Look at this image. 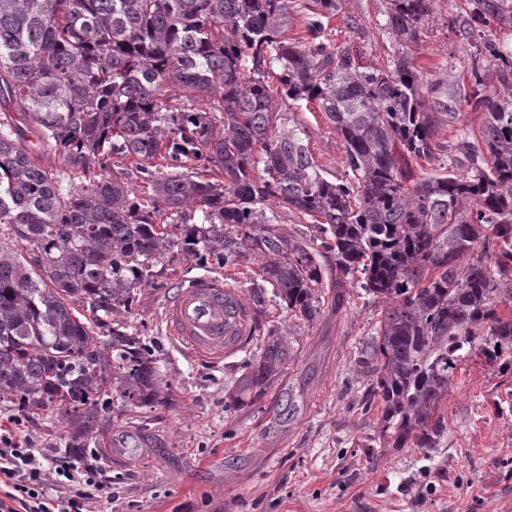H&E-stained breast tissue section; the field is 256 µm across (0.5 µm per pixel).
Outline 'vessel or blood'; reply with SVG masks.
<instances>
[{
	"instance_id": "obj_1",
	"label": "vessel or blood",
	"mask_w": 512,
	"mask_h": 512,
	"mask_svg": "<svg viewBox=\"0 0 512 512\" xmlns=\"http://www.w3.org/2000/svg\"><path fill=\"white\" fill-rule=\"evenodd\" d=\"M166 333L182 352L221 361L249 337L251 311L242 294L222 277L203 274L166 304Z\"/></svg>"
}]
</instances>
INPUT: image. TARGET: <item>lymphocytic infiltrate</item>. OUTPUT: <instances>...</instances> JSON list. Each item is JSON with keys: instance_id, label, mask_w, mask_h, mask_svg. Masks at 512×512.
<instances>
[{"instance_id": "1", "label": "lymphocytic infiltrate", "mask_w": 512, "mask_h": 512, "mask_svg": "<svg viewBox=\"0 0 512 512\" xmlns=\"http://www.w3.org/2000/svg\"><path fill=\"white\" fill-rule=\"evenodd\" d=\"M111 492L100 467L32 447L20 429L0 433V512H92Z\"/></svg>"}]
</instances>
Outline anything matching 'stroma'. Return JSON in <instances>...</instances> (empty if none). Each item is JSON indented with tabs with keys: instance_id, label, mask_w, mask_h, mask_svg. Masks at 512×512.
Here are the masks:
<instances>
[{
	"instance_id": "1",
	"label": "stroma",
	"mask_w": 512,
	"mask_h": 512,
	"mask_svg": "<svg viewBox=\"0 0 512 512\" xmlns=\"http://www.w3.org/2000/svg\"><path fill=\"white\" fill-rule=\"evenodd\" d=\"M462 0H437L411 57L426 82L448 86L456 117L439 139H479L483 115L462 94L471 81L469 47L458 35ZM386 0H344L326 19L332 47L356 62L393 66L384 29ZM309 151L327 178L343 177L344 149L319 106H302ZM209 265L166 253L151 285L119 320L143 337L170 383L163 403L128 410L101 437L121 439L123 462L87 451L85 464L112 478V499L95 512H512V371L477 356L459 370L439 410L448 431L436 448H372L376 410L362 365L381 308L350 294L341 310L322 306L312 325L278 302L263 319L288 332L290 360L260 400L230 407L226 393L263 352L261 337L220 364L176 349L166 334L165 304ZM37 448L63 449L65 426L52 413L24 419Z\"/></svg>"
}]
</instances>
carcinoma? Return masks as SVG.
Returning <instances> with one entry per match:
<instances>
[{
  "mask_svg": "<svg viewBox=\"0 0 512 512\" xmlns=\"http://www.w3.org/2000/svg\"><path fill=\"white\" fill-rule=\"evenodd\" d=\"M288 39L293 0H0V407L47 411L75 458L112 426L115 402L152 408L169 383L141 336L114 316L178 249L213 265H257L252 322L273 297L310 323L358 288L383 308L369 356L383 446L435 448L457 370L479 354L512 367V0H466L473 49L464 100L481 142L414 186L400 159H437L457 113L433 100L407 48L434 0H388L399 50L388 71L325 43L342 0H314ZM501 88L489 93L488 68ZM181 91L182 105L167 91ZM207 101L198 110L195 101ZM317 102L345 152L329 180L292 109ZM63 153L82 180L36 154ZM134 157L150 192L119 168ZM279 207L313 234L281 229ZM193 208L196 224H158ZM109 340L102 341V334ZM279 328L229 396L261 397L288 362Z\"/></svg>",
  "mask_w": 512,
  "mask_h": 512,
  "instance_id": "1",
  "label": "carcinoma"
}]
</instances>
